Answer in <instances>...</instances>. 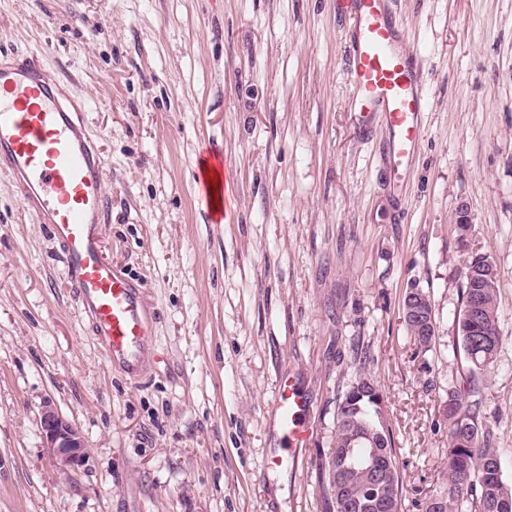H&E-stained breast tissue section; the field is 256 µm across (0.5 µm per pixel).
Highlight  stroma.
Wrapping results in <instances>:
<instances>
[{
	"instance_id": "stroma-1",
	"label": "stroma",
	"mask_w": 512,
	"mask_h": 512,
	"mask_svg": "<svg viewBox=\"0 0 512 512\" xmlns=\"http://www.w3.org/2000/svg\"><path fill=\"white\" fill-rule=\"evenodd\" d=\"M427 108L392 192L386 132L357 128L337 0H0V52L33 54L87 105L107 162V256L158 317L131 382L96 344L46 225L0 172V512H328L319 464L359 373L387 398L404 512L447 459L443 403L470 256L497 270L501 343L480 419L512 485V0H392ZM221 161L218 222L197 179ZM471 230L459 245L455 222ZM436 329L418 352L405 294ZM305 390L299 468L273 467L279 379ZM51 405L84 466L45 450ZM409 298V305L402 309V318L403 322L406 323L408 319H414L420 322L421 327L425 328L428 333L431 332L432 336L425 335L421 336L420 332L415 328V326L407 327V331L413 339L414 344L417 349L421 352H427L430 350L428 348L433 336H435V319L433 313L432 302H430L421 292L418 291H409L405 299ZM431 327V330L428 328Z\"/></svg>"
}]
</instances>
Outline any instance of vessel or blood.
Here are the masks:
<instances>
[{
	"mask_svg": "<svg viewBox=\"0 0 512 512\" xmlns=\"http://www.w3.org/2000/svg\"><path fill=\"white\" fill-rule=\"evenodd\" d=\"M342 8L349 20L353 112L361 129L384 127L381 159L395 175L422 136L426 91L419 60L406 45L391 0H342ZM0 171L11 176L25 210L57 242L64 277L105 357L139 380L154 344L155 314L141 283L104 255L106 164L85 105L42 61L13 53H0ZM306 405L294 378L280 382L273 400L280 439L271 465L307 447Z\"/></svg>",
	"mask_w": 512,
	"mask_h": 512,
	"instance_id": "vessel-or-blood-1",
	"label": "vessel or blood"
}]
</instances>
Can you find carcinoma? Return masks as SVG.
Instances as JSON below:
<instances>
[{
  "mask_svg": "<svg viewBox=\"0 0 512 512\" xmlns=\"http://www.w3.org/2000/svg\"><path fill=\"white\" fill-rule=\"evenodd\" d=\"M457 328L469 374L485 372L499 349L497 280L485 255L469 261ZM480 307L477 322L467 311ZM471 381L448 391V463L442 481L423 502L425 512H456L458 503L469 512H512V486L496 466L497 449L479 421L478 404L469 401ZM380 399L374 388L344 391L336 416L333 448L322 473L330 489L329 512H403L402 480L392 462L394 449L379 417Z\"/></svg>",
  "mask_w": 512,
  "mask_h": 512,
  "instance_id": "cac0c4a2",
  "label": "carcinoma"
}]
</instances>
